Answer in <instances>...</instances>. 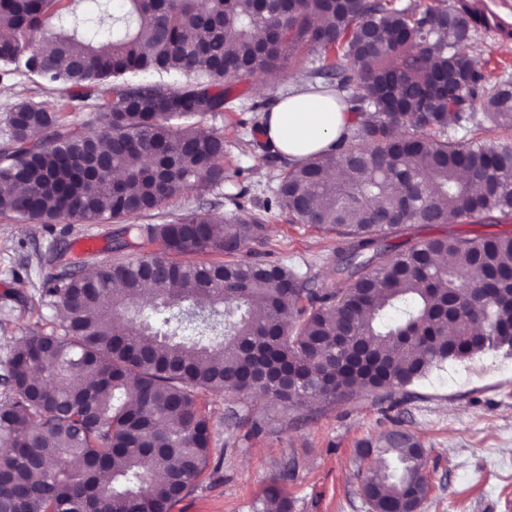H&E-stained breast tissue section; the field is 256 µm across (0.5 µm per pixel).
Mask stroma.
<instances>
[{"mask_svg":"<svg viewBox=\"0 0 512 512\" xmlns=\"http://www.w3.org/2000/svg\"><path fill=\"white\" fill-rule=\"evenodd\" d=\"M495 32L479 31L468 52L491 78L512 76V51ZM321 50L307 47L273 79L225 78L232 105L224 114L199 122L224 136V169L235 182L251 187L242 206L224 199L220 190L188 186L166 202L158 218L214 210L232 217L238 209L265 216L266 189L283 164L268 146L262 130L260 102L287 92L293 80L309 76L321 64ZM31 100L57 109L60 87L32 75L0 80V122L7 108ZM269 243L248 245L242 261L259 259L293 269L310 287H321L331 266L336 237L287 216L269 220ZM112 224H21L0 215V403L9 389L3 381L16 341L60 321L59 313L40 305L37 290L51 273L48 259L61 248L73 249L87 237L101 240L86 254L85 271L109 259L115 245ZM512 233V221L487 219L477 224L415 226L412 240L457 235L490 237ZM214 431L213 457L220 467L207 471L173 512H256L262 488L282 462L295 459L296 472L285 482L298 512H371L359 491V441L398 428L427 450L426 476L431 490L420 512H512V356L486 351L463 361L433 368L409 387L397 410H389L383 392L362 391L354 398L322 404L319 411L285 410L265 398L232 392L203 394ZM261 425L251 432L250 421Z\"/></svg>","mask_w":512,"mask_h":512,"instance_id":"stroma-1","label":"stroma"}]
</instances>
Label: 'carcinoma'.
I'll return each mask as SVG.
<instances>
[{
    "instance_id": "cac0c4a2",
    "label": "carcinoma",
    "mask_w": 512,
    "mask_h": 512,
    "mask_svg": "<svg viewBox=\"0 0 512 512\" xmlns=\"http://www.w3.org/2000/svg\"><path fill=\"white\" fill-rule=\"evenodd\" d=\"M82 1L77 13L64 0H0V71L65 87L74 112L94 101L100 129L92 139L60 111L11 105L0 214L122 225L117 255L93 278L55 256L40 299L66 317L13 349L0 512H171L210 463L200 401L210 391L310 410L512 351V233L388 242L416 224L512 220V141L462 149L450 135L484 120L512 130V79L490 81L466 52L482 29L512 39L481 0H288L265 11L257 0H120L113 13L110 0H69ZM304 45L333 53L312 76L333 77L321 91L355 119L331 152L285 164L266 209L336 234L329 282L309 288L286 266L237 261L268 239L249 214L136 223L196 181L224 187V131L204 133L196 118L224 112L227 73L279 70ZM139 73L190 82L129 84ZM139 241L159 251L121 253ZM200 254L224 260H182ZM356 454L369 462L360 491L371 512L427 498L426 450L411 434L362 440ZM295 468L282 463L263 488L277 512H296L281 485Z\"/></svg>"
}]
</instances>
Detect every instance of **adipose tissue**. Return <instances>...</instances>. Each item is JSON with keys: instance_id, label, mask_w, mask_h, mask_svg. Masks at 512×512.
Masks as SVG:
<instances>
[{"instance_id": "ef3b65f1", "label": "adipose tissue", "mask_w": 512, "mask_h": 512, "mask_svg": "<svg viewBox=\"0 0 512 512\" xmlns=\"http://www.w3.org/2000/svg\"><path fill=\"white\" fill-rule=\"evenodd\" d=\"M352 121V114L341 111L332 97L299 77L288 94L274 102L263 131L280 156L296 162L330 152Z\"/></svg>"}]
</instances>
